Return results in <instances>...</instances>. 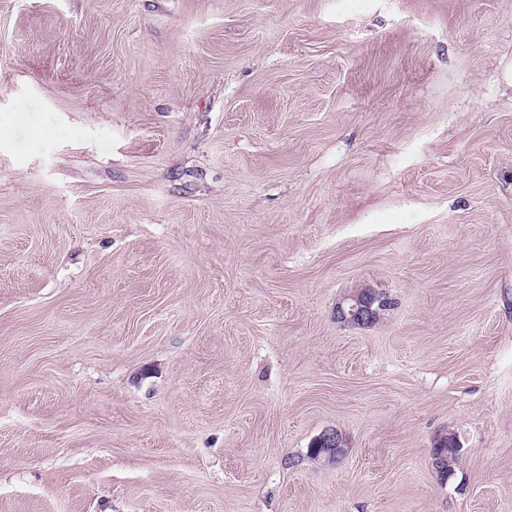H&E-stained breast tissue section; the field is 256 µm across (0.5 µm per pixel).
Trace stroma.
Here are the masks:
<instances>
[{"label":"stroma","mask_w":512,"mask_h":512,"mask_svg":"<svg viewBox=\"0 0 512 512\" xmlns=\"http://www.w3.org/2000/svg\"><path fill=\"white\" fill-rule=\"evenodd\" d=\"M511 75L512 0H0V512H512ZM380 291L361 288L344 295L335 307L336 321L344 324L369 326L382 316ZM315 442L320 446L319 452L327 461L337 462L346 456L347 444L337 430H327L320 434Z\"/></svg>","instance_id":"1"}]
</instances>
